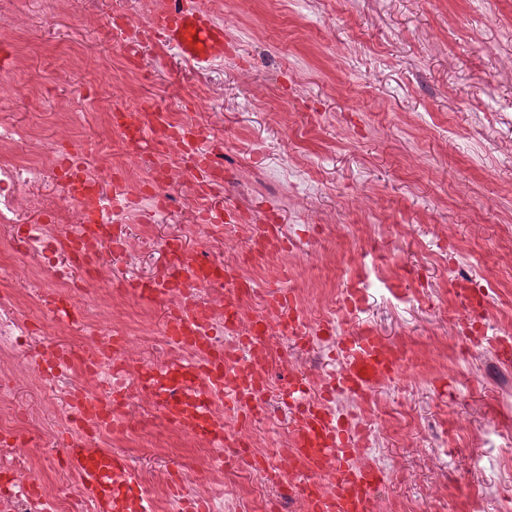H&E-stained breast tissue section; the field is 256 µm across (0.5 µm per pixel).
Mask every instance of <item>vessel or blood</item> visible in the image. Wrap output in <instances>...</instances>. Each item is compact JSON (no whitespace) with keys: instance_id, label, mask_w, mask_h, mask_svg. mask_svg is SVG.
<instances>
[{"instance_id":"1","label":"vessel or blood","mask_w":512,"mask_h":512,"mask_svg":"<svg viewBox=\"0 0 512 512\" xmlns=\"http://www.w3.org/2000/svg\"><path fill=\"white\" fill-rule=\"evenodd\" d=\"M161 43L171 47L186 61L204 65L223 57V24L199 9L176 4L165 7L148 21ZM185 247L170 241L165 250V268L158 280H137L136 293L152 298L160 288L177 287L182 270L179 258ZM204 303L193 302L187 311L164 318L162 333L176 344H189L207 322ZM397 362L372 329H361L341 346V362L335 371L337 383L360 396L368 395ZM209 375L214 385L208 396H199L196 378ZM147 386L160 398L166 418L180 426L203 429L215 416L216 402L225 411L249 419L261 413L264 384L247 365L227 356L205 355L197 361L185 358L148 369ZM282 396L297 410L291 420V436L306 477L304 486L310 512H375L378 476L370 470L354 467L351 459L363 446L362 431L348 432L335 414L306 388L302 380L289 381ZM68 464L83 483L95 512H147V499L138 489V479L128 460L121 454L87 447L68 446ZM335 486L334 495L320 494L321 485Z\"/></svg>"}]
</instances>
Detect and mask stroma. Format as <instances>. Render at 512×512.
I'll return each mask as SVG.
<instances>
[{"instance_id":"35a3bbf8","label":"stroma","mask_w":512,"mask_h":512,"mask_svg":"<svg viewBox=\"0 0 512 512\" xmlns=\"http://www.w3.org/2000/svg\"><path fill=\"white\" fill-rule=\"evenodd\" d=\"M30 29L0 25L10 69L0 82L35 84L0 107L50 135V105L71 103L74 136L94 163L118 149L88 65L112 63L113 103L155 101L186 118L195 68L160 48L122 56L116 30L83 28L67 0H23ZM227 52L207 72L224 86L213 134L224 143L225 207L281 225L288 275L254 284L288 289L314 338L316 373L337 367L340 339L360 328L403 344L400 373L368 397H337L345 427L362 423L364 464L379 471L377 512H512V368L491 341L512 321V0H227ZM193 203L133 216L124 233L151 247L117 278L159 275L163 245L194 247ZM489 277L488 317L462 323L460 288ZM253 422L251 466L229 479L247 502L279 501L287 482L263 465L285 444L291 413ZM113 452L150 480L197 448Z\"/></svg>"}]
</instances>
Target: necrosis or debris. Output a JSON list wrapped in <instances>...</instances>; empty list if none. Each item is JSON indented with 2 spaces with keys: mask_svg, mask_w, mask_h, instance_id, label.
Segmentation results:
<instances>
[{
  "mask_svg": "<svg viewBox=\"0 0 512 512\" xmlns=\"http://www.w3.org/2000/svg\"><path fill=\"white\" fill-rule=\"evenodd\" d=\"M105 111L122 146L117 156L101 159L93 168L85 163L70 124L55 125L51 136L45 138L20 131L15 124L0 122V225L21 223L32 214L46 218L37 233L10 241L11 276L33 285L36 274H45L54 281L57 295H78L85 328L83 345L61 346L60 358L46 359L43 350L30 341L28 321L20 303L12 295L0 293V375L38 390L48 406L73 394L101 403L98 413L65 414L35 437L30 432L33 413L19 405L13 391L0 389V512H82L87 502L78 483L64 485L32 478L39 463L32 450L34 439L52 446L63 435L98 441L147 437L153 447L162 445L156 436L157 421L163 416L162 403L142 384L143 370L150 364L145 355L144 334L151 325L142 321L143 333L139 336H116L110 329L120 310L144 312L151 305L150 299L112 288L115 263L135 258L143 243L127 239L122 249L116 250L108 246L107 240L114 225L126 223L144 200L154 199L157 208L166 209L178 197L200 201L203 190L181 141L162 140L161 151L168 156L164 162L137 148L132 131L147 119L139 107L109 105ZM72 178L81 181L85 194L117 184L123 199L121 208L106 211L102 239L88 244L95 259L87 285L81 289L74 287L71 266L62 261L58 247L60 234L77 230L88 221L83 197L68 195L63 188ZM49 180L56 183V191L42 193L41 185ZM283 256L281 246H271L249 269L219 272L203 284L196 281L192 272H185L180 287L165 296L163 306L174 311L186 299L203 298L211 314L203 342L227 353H238L242 337L251 333L258 299L251 294L242 297L237 303L236 321L227 322L225 281L250 280ZM266 322L267 331L252 354V367L262 373L275 362L293 369L292 356L279 347L288 335L287 320L270 315ZM199 465L206 470L208 480H189L190 495L202 512H227L238 494L225 486L223 468L213 465L207 457Z\"/></svg>",
  "mask_w": 512,
  "mask_h": 512,
  "instance_id": "necrosis-or-debris-1",
  "label": "necrosis or debris"
}]
</instances>
